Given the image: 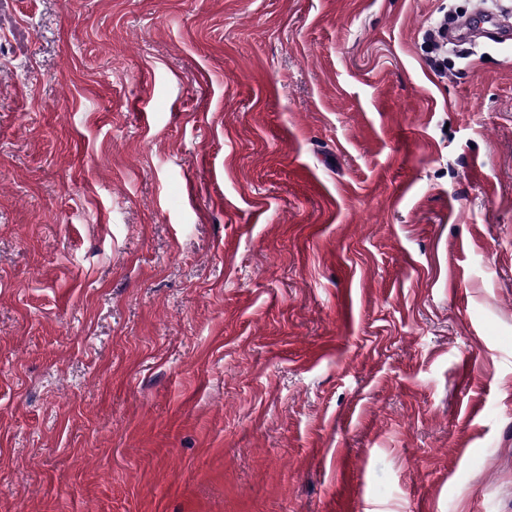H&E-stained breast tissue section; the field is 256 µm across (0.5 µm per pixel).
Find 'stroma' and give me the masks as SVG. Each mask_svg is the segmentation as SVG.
<instances>
[{
  "label": "stroma",
  "mask_w": 512,
  "mask_h": 512,
  "mask_svg": "<svg viewBox=\"0 0 512 512\" xmlns=\"http://www.w3.org/2000/svg\"><path fill=\"white\" fill-rule=\"evenodd\" d=\"M476 5L0 0V512H512Z\"/></svg>",
  "instance_id": "1"
}]
</instances>
